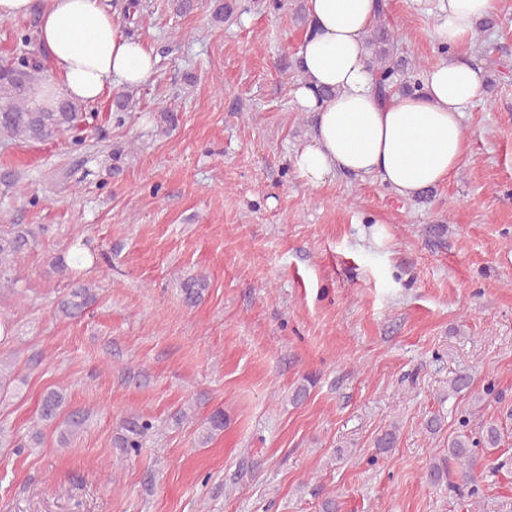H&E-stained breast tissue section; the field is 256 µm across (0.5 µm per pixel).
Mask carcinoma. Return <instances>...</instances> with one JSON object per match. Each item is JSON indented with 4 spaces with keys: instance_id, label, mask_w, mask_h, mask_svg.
Returning a JSON list of instances; mask_svg holds the SVG:
<instances>
[{
    "instance_id": "obj_1",
    "label": "carcinoma",
    "mask_w": 512,
    "mask_h": 512,
    "mask_svg": "<svg viewBox=\"0 0 512 512\" xmlns=\"http://www.w3.org/2000/svg\"><path fill=\"white\" fill-rule=\"evenodd\" d=\"M38 14H33L23 22L13 34L15 44L12 56L0 61V138L30 142H53L67 132L84 130L96 113L85 105L69 99H59L46 103L37 99V89L43 78L48 61V52L38 39ZM395 34L384 23L375 25L367 37L371 50V65L379 75V90L384 96L393 91L413 92L420 88L416 75L419 65L391 52ZM133 101V92L119 90L112 99V108L117 122L125 120ZM36 240V233L22 228L0 230V288H14L18 277L13 275V263L18 254ZM88 243L75 241L71 244V261L58 256L49 263L51 272L69 278L67 289L58 298L57 310L68 319L83 317L96 302V294L91 286L80 282L79 267L87 259L94 257V251L87 250ZM207 280L202 276H192L181 285L183 302L196 305L207 289ZM17 352H0V398L7 396L15 380ZM89 412L70 405L67 392L63 388H51L40 399L37 425L52 426L57 431V444L68 447L74 439L87 429ZM224 412L217 410L206 418L205 427L198 435L197 443L208 444L214 435L224 430ZM156 430L154 421L137 413H129L120 418L115 447L125 455H137L143 448L146 438ZM42 433L36 431L31 441H22L0 425V446L10 444L17 449L27 448L30 443H40ZM397 441V427L391 426L377 436L374 448L386 453ZM501 442L500 427L495 422L483 425L478 437L465 432L448 441V450L433 458L428 469V481L433 486L448 483V461L459 464L460 478L471 486V495L479 494V486L474 476L476 456L473 449L478 446L497 448Z\"/></svg>"
}]
</instances>
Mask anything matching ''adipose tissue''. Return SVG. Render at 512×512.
Returning a JSON list of instances; mask_svg holds the SVG:
<instances>
[{"label":"adipose tissue","instance_id":"1","mask_svg":"<svg viewBox=\"0 0 512 512\" xmlns=\"http://www.w3.org/2000/svg\"><path fill=\"white\" fill-rule=\"evenodd\" d=\"M495 3L439 0L435 38L465 45ZM34 11L51 55L41 99L92 104L106 90L140 86L154 75L155 55L125 34L109 0H0V19ZM307 11L314 33L299 52L303 78L295 97L314 122L290 155L300 178L314 188L336 176L373 178L407 199L446 183L467 154L462 119L481 92L478 71L453 55L423 72L419 91L382 96L366 45L376 0H307ZM326 87L334 97L318 100Z\"/></svg>","mask_w":512,"mask_h":512}]
</instances>
